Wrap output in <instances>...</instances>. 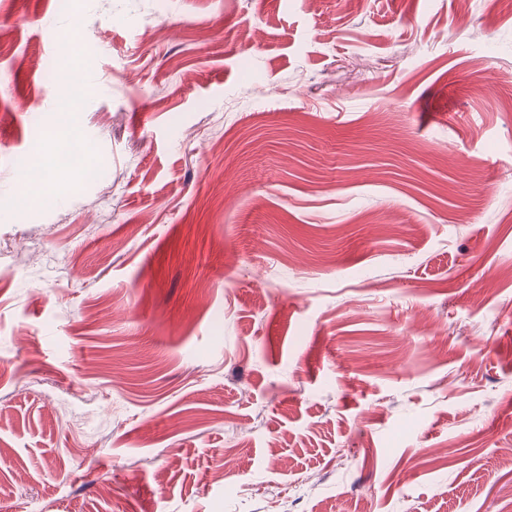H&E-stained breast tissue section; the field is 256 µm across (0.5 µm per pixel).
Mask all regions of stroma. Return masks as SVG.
Wrapping results in <instances>:
<instances>
[{
    "label": "stroma",
    "mask_w": 512,
    "mask_h": 512,
    "mask_svg": "<svg viewBox=\"0 0 512 512\" xmlns=\"http://www.w3.org/2000/svg\"><path fill=\"white\" fill-rule=\"evenodd\" d=\"M2 112L0 512H512V0H0ZM53 196V183L47 176L32 178L25 189V200L29 207L39 208L44 206Z\"/></svg>",
    "instance_id": "1"
}]
</instances>
